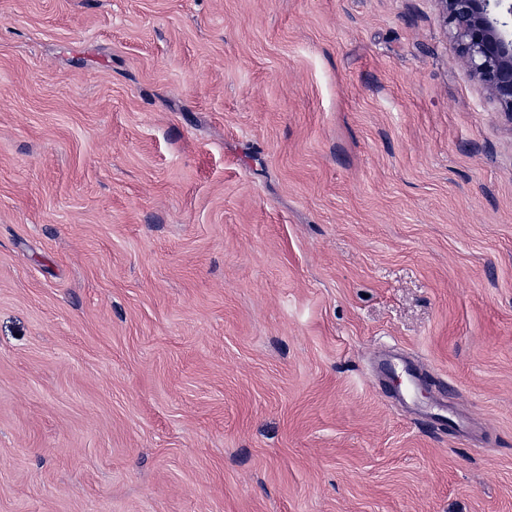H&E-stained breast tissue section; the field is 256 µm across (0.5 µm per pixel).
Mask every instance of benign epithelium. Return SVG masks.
Segmentation results:
<instances>
[{"instance_id": "obj_1", "label": "benign epithelium", "mask_w": 512, "mask_h": 512, "mask_svg": "<svg viewBox=\"0 0 512 512\" xmlns=\"http://www.w3.org/2000/svg\"><path fill=\"white\" fill-rule=\"evenodd\" d=\"M459 56L512 118V0H436Z\"/></svg>"}]
</instances>
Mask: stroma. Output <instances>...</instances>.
Returning <instances> with one entry per match:
<instances>
[{"mask_svg":"<svg viewBox=\"0 0 512 512\" xmlns=\"http://www.w3.org/2000/svg\"><path fill=\"white\" fill-rule=\"evenodd\" d=\"M0 512H512V119L435 0H0Z\"/></svg>","mask_w":512,"mask_h":512,"instance_id":"stroma-1","label":"stroma"}]
</instances>
